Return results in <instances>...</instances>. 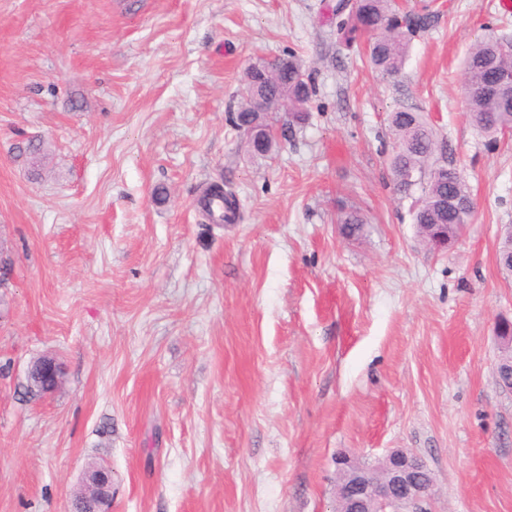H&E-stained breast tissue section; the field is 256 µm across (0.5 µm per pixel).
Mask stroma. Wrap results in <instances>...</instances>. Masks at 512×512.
Returning a JSON list of instances; mask_svg holds the SVG:
<instances>
[{
	"instance_id": "obj_1",
	"label": "stroma",
	"mask_w": 512,
	"mask_h": 512,
	"mask_svg": "<svg viewBox=\"0 0 512 512\" xmlns=\"http://www.w3.org/2000/svg\"><path fill=\"white\" fill-rule=\"evenodd\" d=\"M395 2L438 18L384 78L366 40L337 42L336 0H0V512H69L94 463L112 512H330L338 456L396 449L427 463L429 512H512V137L488 149L462 93L512 9ZM289 54L307 119L253 155L231 121L246 69ZM402 106L475 202L453 249L394 190ZM212 183L236 223L202 212ZM45 354L63 382L35 395ZM212 197H219L224 200L227 212L229 213V215H225V219H227L228 221L234 220L237 211V201L235 199V195H233L232 192H229L227 194V197H224V188L221 187L220 185H213L200 201L203 211L211 219H213L212 212L209 208L207 201L209 200V198ZM504 228L500 236V246L497 254V264L505 279L512 278V224Z\"/></svg>"
}]
</instances>
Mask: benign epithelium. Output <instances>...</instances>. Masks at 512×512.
<instances>
[{
	"instance_id": "1",
	"label": "benign epithelium",
	"mask_w": 512,
	"mask_h": 512,
	"mask_svg": "<svg viewBox=\"0 0 512 512\" xmlns=\"http://www.w3.org/2000/svg\"><path fill=\"white\" fill-rule=\"evenodd\" d=\"M245 98L265 110L252 73H246ZM336 467L343 475L336 488V512H427L434 497V482L425 462L418 456L396 450L377 465L368 467L338 457ZM82 486L99 502L98 512H109L112 503V469L92 466L84 472Z\"/></svg>"
}]
</instances>
